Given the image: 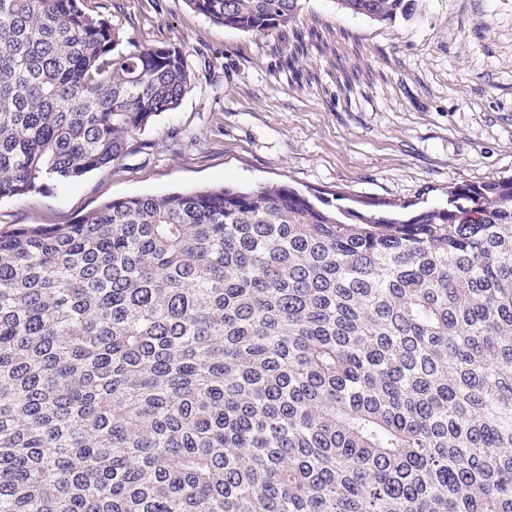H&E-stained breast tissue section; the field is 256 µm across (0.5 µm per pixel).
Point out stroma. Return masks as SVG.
Returning <instances> with one entry per match:
<instances>
[{
    "mask_svg": "<svg viewBox=\"0 0 512 512\" xmlns=\"http://www.w3.org/2000/svg\"><path fill=\"white\" fill-rule=\"evenodd\" d=\"M295 27L258 36L184 0H87L124 46L187 43L211 78L163 113L112 165L0 200V230L70 224L107 198L286 184L409 211L449 186L512 176V0H419L379 23L336 0H301ZM301 79L280 67L296 32Z\"/></svg>",
    "mask_w": 512,
    "mask_h": 512,
    "instance_id": "obj_1",
    "label": "stroma"
}]
</instances>
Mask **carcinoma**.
<instances>
[{
    "label": "carcinoma",
    "instance_id": "carcinoma-1",
    "mask_svg": "<svg viewBox=\"0 0 512 512\" xmlns=\"http://www.w3.org/2000/svg\"><path fill=\"white\" fill-rule=\"evenodd\" d=\"M185 2L257 35L301 10ZM123 42L80 0H0V199L195 88L186 47ZM0 512H512V177L409 216L271 184L0 231Z\"/></svg>",
    "mask_w": 512,
    "mask_h": 512
}]
</instances>
